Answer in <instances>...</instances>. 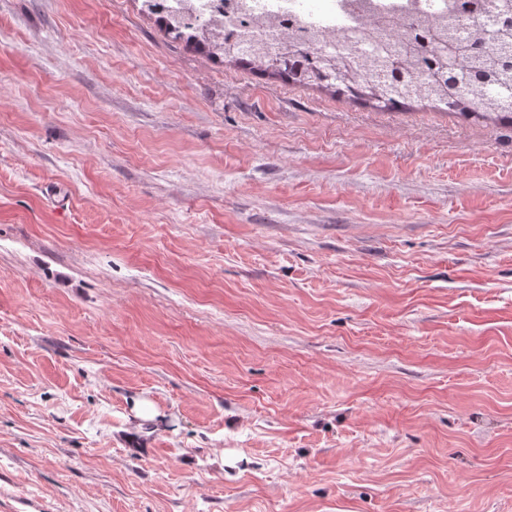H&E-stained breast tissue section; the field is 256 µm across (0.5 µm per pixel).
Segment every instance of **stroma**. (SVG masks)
Masks as SVG:
<instances>
[{"label":"stroma","instance_id":"35a3bbf8","mask_svg":"<svg viewBox=\"0 0 512 512\" xmlns=\"http://www.w3.org/2000/svg\"><path fill=\"white\" fill-rule=\"evenodd\" d=\"M0 512H512V124L0 0Z\"/></svg>","mask_w":512,"mask_h":512}]
</instances>
